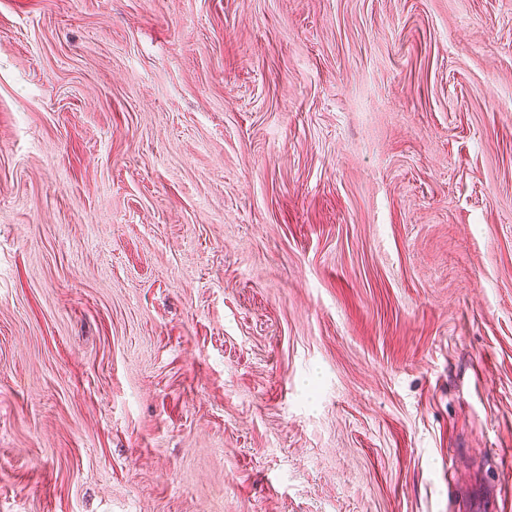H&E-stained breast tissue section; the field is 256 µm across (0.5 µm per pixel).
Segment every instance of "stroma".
Here are the masks:
<instances>
[{
	"instance_id": "35a3bbf8",
	"label": "stroma",
	"mask_w": 512,
	"mask_h": 512,
	"mask_svg": "<svg viewBox=\"0 0 512 512\" xmlns=\"http://www.w3.org/2000/svg\"><path fill=\"white\" fill-rule=\"evenodd\" d=\"M512 512V0H0V512Z\"/></svg>"
}]
</instances>
